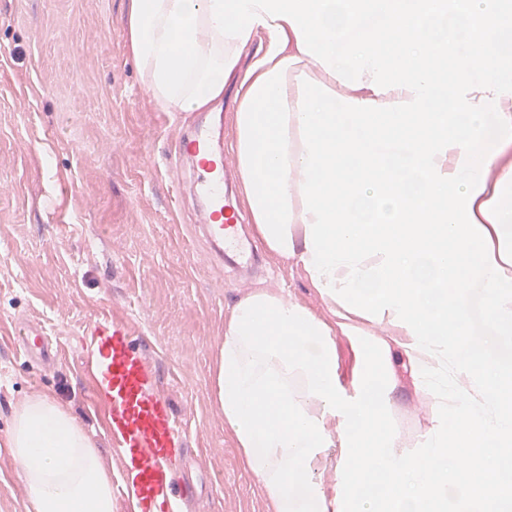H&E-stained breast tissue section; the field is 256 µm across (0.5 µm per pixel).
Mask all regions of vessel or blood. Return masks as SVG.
Instances as JSON below:
<instances>
[{"label":"vessel or blood","mask_w":512,"mask_h":512,"mask_svg":"<svg viewBox=\"0 0 512 512\" xmlns=\"http://www.w3.org/2000/svg\"><path fill=\"white\" fill-rule=\"evenodd\" d=\"M177 153L196 163L195 195L203 211L199 229L211 254L232 269L248 267L259 252L224 192L222 126L199 127L179 137ZM16 336L26 353L45 360L55 358L52 343L39 324L23 323ZM79 369L91 387L92 407L100 413L121 464L125 512H186L187 496L177 478L185 431L130 321L113 315L90 324L81 337Z\"/></svg>","instance_id":"b4317fda"}]
</instances>
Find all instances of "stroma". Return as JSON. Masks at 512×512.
I'll list each match as a JSON object with an SVG mask.
<instances>
[{
  "instance_id": "stroma-1",
  "label": "stroma",
  "mask_w": 512,
  "mask_h": 512,
  "mask_svg": "<svg viewBox=\"0 0 512 512\" xmlns=\"http://www.w3.org/2000/svg\"><path fill=\"white\" fill-rule=\"evenodd\" d=\"M125 0H0V431L16 404L53 396L84 425L113 484L121 473L91 412L78 338L120 313L156 359L183 421L181 478L190 512H273L244 469L214 399L213 369L235 304L265 290L325 320L333 315L302 265L263 250L247 272L212 258L195 231L189 162L173 158L180 130L223 123L234 135L232 90L177 118L148 94L124 50ZM40 323L59 349L45 369L13 343ZM392 421L414 438L431 397L395 366ZM29 491L0 447V512H26Z\"/></svg>"
}]
</instances>
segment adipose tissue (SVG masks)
<instances>
[{
    "instance_id": "ef3b65f1",
    "label": "adipose tissue",
    "mask_w": 512,
    "mask_h": 512,
    "mask_svg": "<svg viewBox=\"0 0 512 512\" xmlns=\"http://www.w3.org/2000/svg\"><path fill=\"white\" fill-rule=\"evenodd\" d=\"M124 47L166 112L235 79L242 204L335 317L259 291L224 325L217 404L275 512H448L452 449L481 458L480 512H512V472L483 478L512 450V0H128ZM399 356L436 407L411 442L391 421ZM0 443L27 512H113L54 398L17 405ZM334 341L338 371L342 380L349 382L355 364L354 351L345 336L338 334L334 337Z\"/></svg>"
}]
</instances>
